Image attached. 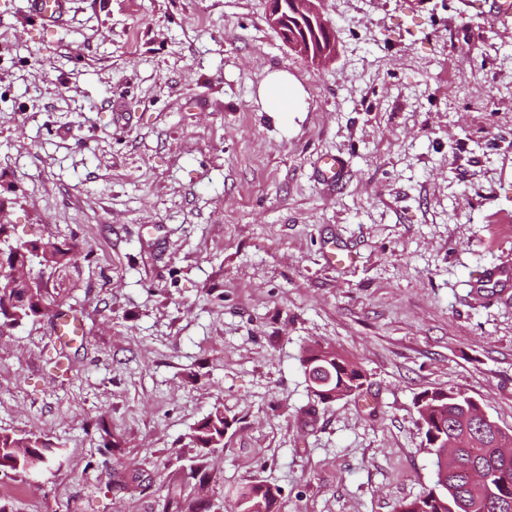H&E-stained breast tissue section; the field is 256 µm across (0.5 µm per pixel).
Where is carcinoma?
I'll use <instances>...</instances> for the list:
<instances>
[{"label": "carcinoma", "mask_w": 512, "mask_h": 512, "mask_svg": "<svg viewBox=\"0 0 512 512\" xmlns=\"http://www.w3.org/2000/svg\"><path fill=\"white\" fill-rule=\"evenodd\" d=\"M306 35L302 39L304 55L315 57L328 46L324 31H313L304 19L288 18V31ZM29 262L58 269L69 266L78 255L76 247L57 245L50 238L21 243ZM14 287L0 289V327L17 324L47 311V301L58 305L47 288L29 287L22 278L13 280ZM309 390L322 403L334 395L346 397L361 394L367 377L350 359L329 345L315 343L304 349L301 357ZM426 442L435 455L434 488L400 506L399 512H512V434L484 414L478 402L459 391L426 390L415 401ZM226 417L216 407L198 421L189 434L190 447L197 450L184 473V480L207 485L205 459L212 450L224 447ZM54 456L50 443L33 434L26 440L0 433V471L35 472L48 466ZM278 491L262 482L253 481L237 495L238 512L263 501L267 512H275ZM176 512H207V501L186 497L165 504Z\"/></svg>", "instance_id": "cac0c4a2"}]
</instances>
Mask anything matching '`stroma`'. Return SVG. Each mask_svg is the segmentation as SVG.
Here are the masks:
<instances>
[{
    "label": "stroma",
    "mask_w": 512,
    "mask_h": 512,
    "mask_svg": "<svg viewBox=\"0 0 512 512\" xmlns=\"http://www.w3.org/2000/svg\"><path fill=\"white\" fill-rule=\"evenodd\" d=\"M24 5L0 0V221L78 245L33 275L81 330L60 344L48 313L0 333V432L55 450L0 474V512H161L193 493L187 436L216 407L209 512L255 480L280 512H398L435 482L426 390L512 430V287L479 286L512 265V20L322 0L318 66L267 0H70L55 29ZM275 70L306 111H262ZM316 342L365 370L361 396L311 395ZM122 468L139 482L116 488Z\"/></svg>",
    "instance_id": "obj_1"
}]
</instances>
